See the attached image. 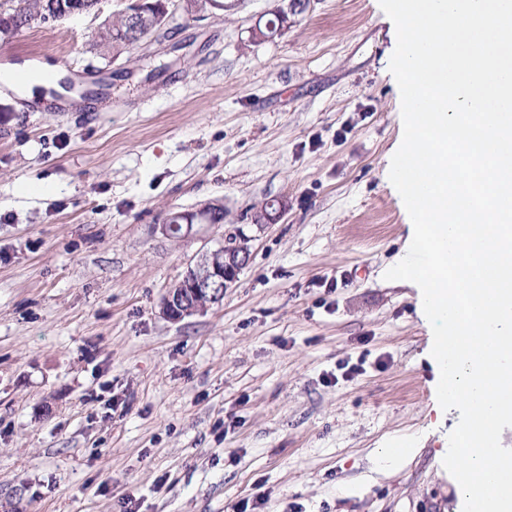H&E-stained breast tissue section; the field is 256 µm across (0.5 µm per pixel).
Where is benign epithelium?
I'll list each match as a JSON object with an SVG mask.
<instances>
[{
	"mask_svg": "<svg viewBox=\"0 0 512 512\" xmlns=\"http://www.w3.org/2000/svg\"><path fill=\"white\" fill-rule=\"evenodd\" d=\"M180 8L178 0H160L158 4H146L145 0H133L124 13L127 15L126 37L136 41L141 36L143 26L154 20V13L172 17ZM220 205L203 207L197 210H183L171 213L165 223L159 225L163 236L171 237L179 232V239L197 235L198 226L212 223L214 211ZM283 202L270 200L265 209L254 215V221H270L282 212ZM250 259L249 238L243 234L228 236L224 244L215 249L203 251L197 260L189 265L176 284L169 288L160 304V314L167 320L177 323L204 312L224 297V288L235 281L240 270Z\"/></svg>",
	"mask_w": 512,
	"mask_h": 512,
	"instance_id": "obj_1",
	"label": "benign epithelium"
}]
</instances>
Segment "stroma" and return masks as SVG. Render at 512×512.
I'll list each match as a JSON object with an SVG mask.
<instances>
[{"mask_svg":"<svg viewBox=\"0 0 512 512\" xmlns=\"http://www.w3.org/2000/svg\"><path fill=\"white\" fill-rule=\"evenodd\" d=\"M119 56L128 0L0 42L50 61L67 111L0 90V512H458L418 289L384 274L409 216L378 0H224ZM288 27L252 31L276 8ZM278 198L273 224L254 213ZM224 221L165 238L174 208ZM244 232L219 304L173 323L168 288ZM346 360L359 371L339 377ZM402 459L382 452L397 438Z\"/></svg>","mask_w":512,"mask_h":512,"instance_id":"35a3bbf8","label":"stroma"}]
</instances>
